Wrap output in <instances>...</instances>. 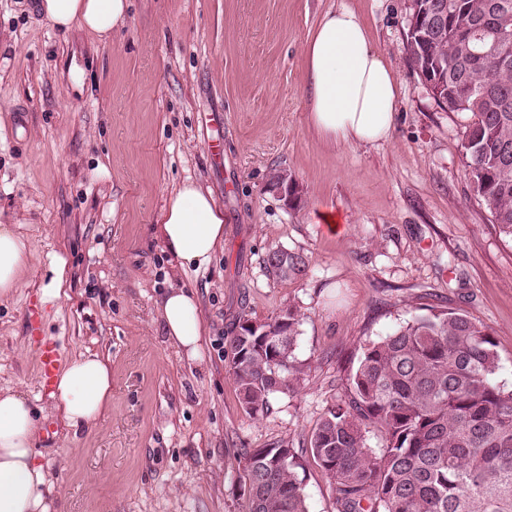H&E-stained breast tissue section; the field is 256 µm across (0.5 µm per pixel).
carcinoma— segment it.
Listing matches in <instances>:
<instances>
[{
  "mask_svg": "<svg viewBox=\"0 0 512 512\" xmlns=\"http://www.w3.org/2000/svg\"><path fill=\"white\" fill-rule=\"evenodd\" d=\"M448 7L443 29L419 41L406 29L409 67L431 83L436 103L473 117L463 141L465 175L512 239V0H425ZM503 30L496 53L470 52L477 30ZM269 274L306 273L305 258L269 250ZM288 334L277 315L241 318L224 355L246 414L267 413L296 391L306 370L295 357L301 313L290 306ZM489 328L466 314L429 309L361 348L348 377L350 399L331 405L314 427L310 451L327 475L337 512H512V389L500 380ZM384 445H368L372 431ZM244 512H309L298 456L242 448Z\"/></svg>",
  "mask_w": 512,
  "mask_h": 512,
  "instance_id": "cac0c4a2",
  "label": "carcinoma"
}]
</instances>
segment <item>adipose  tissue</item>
I'll return each instance as SVG.
<instances>
[{"label":"adipose tissue","mask_w":512,"mask_h":512,"mask_svg":"<svg viewBox=\"0 0 512 512\" xmlns=\"http://www.w3.org/2000/svg\"><path fill=\"white\" fill-rule=\"evenodd\" d=\"M48 23L67 31L78 27L101 40L112 38L128 17L129 0H40ZM311 120L341 142L387 139L398 90L390 67L374 48L351 9L327 11L305 47ZM181 268L208 265L224 241V211L209 192L186 182L168 196L155 227ZM30 239L12 224H0V299L22 285L31 255ZM158 316L172 347L201 360L203 330L194 291L169 284ZM67 427L91 428L112 410V364L96 353L70 361L50 394ZM39 413L20 391L0 387V512H59L55 480L39 462Z\"/></svg>","instance_id":"adipose-tissue-1"}]
</instances>
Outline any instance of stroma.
I'll return each mask as SVG.
<instances>
[{"instance_id":"1","label":"stroma","mask_w":512,"mask_h":512,"mask_svg":"<svg viewBox=\"0 0 512 512\" xmlns=\"http://www.w3.org/2000/svg\"><path fill=\"white\" fill-rule=\"evenodd\" d=\"M354 10L399 87L387 140L333 142L311 124L304 48L328 9ZM410 0H131L104 42L49 26L37 0H0V224L32 241L25 282L0 302V387L48 406L35 338L62 362H112V411L94 429L42 421L39 460L60 512H243L241 447L288 442L309 512H336L311 432L346 395L363 344L437 307L487 326L512 386V239L464 174L469 114L448 112L406 62ZM222 139L213 157L208 144ZM296 180L285 203L271 169ZM224 209L206 267L174 271L155 234L176 184ZM335 216L330 228L321 214ZM302 254L279 282L263 259ZM68 253L66 302L43 303L49 263ZM195 291L201 362L177 353L156 317L169 278ZM302 315L298 392L253 419L224 358L240 315ZM265 266L275 280L288 281L304 275L308 265L301 254L277 247L267 253Z\"/></svg>"}]
</instances>
